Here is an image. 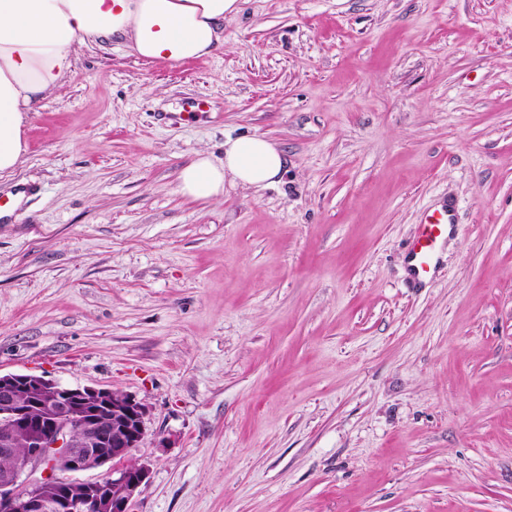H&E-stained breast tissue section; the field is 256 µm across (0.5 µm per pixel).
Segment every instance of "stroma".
Here are the masks:
<instances>
[{"mask_svg":"<svg viewBox=\"0 0 512 512\" xmlns=\"http://www.w3.org/2000/svg\"><path fill=\"white\" fill-rule=\"evenodd\" d=\"M243 136L274 184L180 193ZM26 140L0 373L143 404L131 512H512V0H240L209 57L81 48ZM455 224V208L452 201H447V204L426 213L406 256L407 270L413 282H425L431 269L437 264L440 243L448 237V230Z\"/></svg>","mask_w":512,"mask_h":512,"instance_id":"1","label":"stroma"}]
</instances>
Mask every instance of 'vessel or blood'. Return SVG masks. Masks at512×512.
<instances>
[{
  "label": "vessel or blood",
  "mask_w": 512,
  "mask_h": 512,
  "mask_svg": "<svg viewBox=\"0 0 512 512\" xmlns=\"http://www.w3.org/2000/svg\"><path fill=\"white\" fill-rule=\"evenodd\" d=\"M455 223L453 204H443L426 213L406 256L407 270L413 282H425L431 269L435 268L438 247Z\"/></svg>",
  "instance_id": "vessel-or-blood-1"
}]
</instances>
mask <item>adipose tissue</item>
<instances>
[{
    "mask_svg": "<svg viewBox=\"0 0 512 512\" xmlns=\"http://www.w3.org/2000/svg\"><path fill=\"white\" fill-rule=\"evenodd\" d=\"M238 9L239 0H0V173L20 163L30 113L63 86L79 48L117 38L148 60L208 57L224 43L225 16ZM285 164L266 138H230L223 162L199 154L186 163L179 189L209 200L228 181L273 184Z\"/></svg>",
    "mask_w": 512,
    "mask_h": 512,
    "instance_id": "1",
    "label": "adipose tissue"
}]
</instances>
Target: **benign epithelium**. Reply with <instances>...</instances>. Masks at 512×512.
Segmentation results:
<instances>
[{
    "instance_id": "obj_1",
    "label": "benign epithelium",
    "mask_w": 512,
    "mask_h": 512,
    "mask_svg": "<svg viewBox=\"0 0 512 512\" xmlns=\"http://www.w3.org/2000/svg\"><path fill=\"white\" fill-rule=\"evenodd\" d=\"M49 393L31 415L21 397ZM0 416L11 430L0 451L14 447L21 430H35L28 452L0 478V512H129L149 480L143 464L130 465L145 434L142 404L103 388H69L34 374H0ZM112 466L94 483L70 473Z\"/></svg>"
}]
</instances>
